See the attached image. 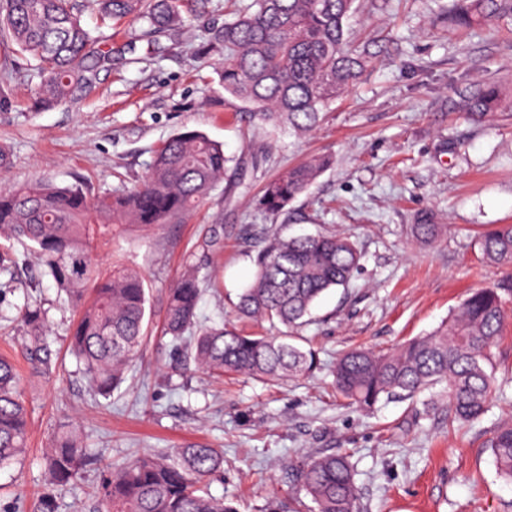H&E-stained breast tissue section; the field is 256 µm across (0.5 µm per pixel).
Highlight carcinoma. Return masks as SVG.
Returning <instances> with one entry per match:
<instances>
[{
  "label": "carcinoma",
  "mask_w": 512,
  "mask_h": 512,
  "mask_svg": "<svg viewBox=\"0 0 512 512\" xmlns=\"http://www.w3.org/2000/svg\"><path fill=\"white\" fill-rule=\"evenodd\" d=\"M101 24L138 23L143 33L165 36L192 17L209 14L210 0H92ZM224 22L205 29L202 54L220 58L224 93L244 104L248 118L274 133L297 138L313 132L336 100L376 63L354 47L348 22L357 0H232ZM454 22H488L512 14V0H453ZM0 38L14 46L13 65L34 61L39 83L33 103L50 107L89 95L99 70L110 61L100 39L82 23L77 0H0ZM463 115L475 123L512 118V101L502 105L498 88L485 84L465 90ZM230 157L224 145L197 130L171 136L155 153L135 187L92 198L81 183L48 181L0 187V239L30 243L43 273L83 311L70 336V350L82 364L90 387L106 396L122 382L138 358L149 324L148 288L136 271L100 275L91 243L110 224L152 228L176 224L205 201L227 178ZM333 160L316 155L269 179L258 205L278 215L306 193ZM441 225H411L413 238L428 242ZM250 235L263 246L254 258V276L238 297L239 315L281 324L282 336L248 335L224 326L198 324L202 293L198 266L190 261L170 288L165 333L201 371L216 377L249 374L283 380L311 374L316 351L295 343L294 331L309 321L318 299L346 286L361 255L347 236L336 233L284 238L268 225L254 224ZM482 255L495 265H512V224H500L478 239ZM512 294V277L480 288L433 333L393 350L358 348L342 353L333 371L336 390L351 404L371 411L383 400L413 398L441 386L449 417L481 419L495 394L491 349L505 318L502 294ZM25 323L33 347L29 360L49 369L41 356L44 317L27 308ZM28 413L20 377L0 358V470L25 449ZM498 475L512 483V424L497 426L488 441ZM86 450L76 427L63 425L52 440L45 466L53 483L75 481ZM222 457L214 448L188 445L172 453L146 455L114 467L100 495L107 512H237L209 491ZM302 489L314 512H357L355 472L345 454L307 456L298 465Z\"/></svg>",
  "instance_id": "1"
}]
</instances>
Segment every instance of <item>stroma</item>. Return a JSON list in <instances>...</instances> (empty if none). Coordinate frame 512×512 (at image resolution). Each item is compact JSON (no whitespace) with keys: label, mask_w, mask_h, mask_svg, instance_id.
I'll list each match as a JSON object with an SVG mask.
<instances>
[{"label":"stroma","mask_w":512,"mask_h":512,"mask_svg":"<svg viewBox=\"0 0 512 512\" xmlns=\"http://www.w3.org/2000/svg\"><path fill=\"white\" fill-rule=\"evenodd\" d=\"M451 0H358L349 22L356 47L377 64L336 102L324 122L298 139L241 116L224 94L212 60L196 58L203 27L188 22L178 43L142 32L107 30L112 64L96 90L73 104L39 108L30 90L33 66L0 70V184L49 179L84 182L92 196L137 185L155 151L189 128L223 143L238 162L243 189L217 188L181 223L151 230L114 226L92 244L101 270L133 269L149 288L150 324L143 359L109 397L94 395L68 349L79 307L34 256L12 244L18 264L0 274V356L13 358L29 410L27 450L0 470V512H104L97 487L105 468L194 442L220 449L212 495L238 512H310L295 464L309 454H345L357 472L359 512H512V484L496 472L487 441L512 420V297L492 350L498 390L483 418L459 425L428 391L392 398L372 412L337 394L332 366L359 345L380 350L433 331L472 290L511 269L485 262L480 232L512 224V125L473 123L458 106L471 85L497 81L512 98V17L497 26L463 28ZM316 154L333 165L287 211L257 204L265 181ZM442 227L431 242L409 227L424 217ZM251 224L286 234L342 233L361 253L350 284L326 293L300 331L320 365L311 375L267 381L238 375L218 380L188 364L165 336L169 288L186 259L199 266L204 290L198 320L247 333L265 321L238 318L237 295L250 281L256 253ZM220 232L223 247L207 242ZM40 306L51 367L37 371L22 349L21 315ZM76 425L90 457L77 483L57 487L42 455L61 426Z\"/></svg>","instance_id":"1"}]
</instances>
